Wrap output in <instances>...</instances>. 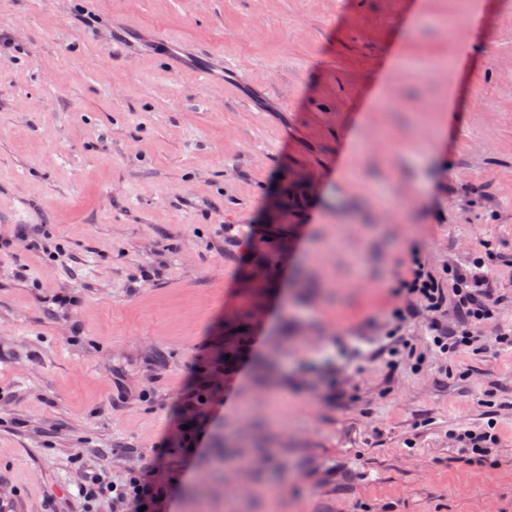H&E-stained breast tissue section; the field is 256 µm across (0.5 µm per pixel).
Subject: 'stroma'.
Returning <instances> with one entry per match:
<instances>
[{"label": "stroma", "instance_id": "stroma-1", "mask_svg": "<svg viewBox=\"0 0 512 512\" xmlns=\"http://www.w3.org/2000/svg\"><path fill=\"white\" fill-rule=\"evenodd\" d=\"M1 36L0 512L132 468L153 512H512V0H0ZM414 248L491 277L453 349L391 318Z\"/></svg>", "mask_w": 512, "mask_h": 512}]
</instances>
